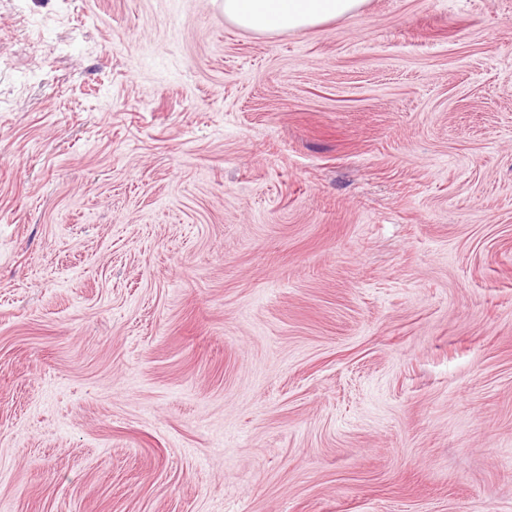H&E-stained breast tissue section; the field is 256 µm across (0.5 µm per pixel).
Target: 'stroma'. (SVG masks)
Segmentation results:
<instances>
[{
    "label": "stroma",
    "mask_w": 512,
    "mask_h": 512,
    "mask_svg": "<svg viewBox=\"0 0 512 512\" xmlns=\"http://www.w3.org/2000/svg\"><path fill=\"white\" fill-rule=\"evenodd\" d=\"M0 512H512V0H0ZM365 0H224V18L259 35L302 32L356 15Z\"/></svg>",
    "instance_id": "35a3bbf8"
}]
</instances>
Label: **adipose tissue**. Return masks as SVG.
<instances>
[{
	"instance_id": "obj_1",
	"label": "adipose tissue",
	"mask_w": 512,
	"mask_h": 512,
	"mask_svg": "<svg viewBox=\"0 0 512 512\" xmlns=\"http://www.w3.org/2000/svg\"><path fill=\"white\" fill-rule=\"evenodd\" d=\"M365 0H224V17L259 35L302 32L356 15Z\"/></svg>"
}]
</instances>
